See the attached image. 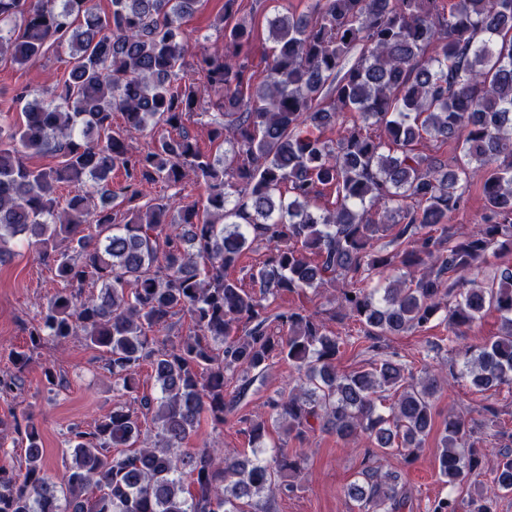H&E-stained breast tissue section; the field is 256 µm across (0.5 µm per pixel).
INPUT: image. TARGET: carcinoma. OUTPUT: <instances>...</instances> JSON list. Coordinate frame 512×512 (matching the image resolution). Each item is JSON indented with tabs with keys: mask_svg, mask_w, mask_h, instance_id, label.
I'll return each mask as SVG.
<instances>
[{
	"mask_svg": "<svg viewBox=\"0 0 512 512\" xmlns=\"http://www.w3.org/2000/svg\"><path fill=\"white\" fill-rule=\"evenodd\" d=\"M200 0H0V56L19 65L66 48L70 69L49 98L26 100L18 126L0 114V258L12 240L36 245L63 284L29 329L32 348L82 335L105 354L112 410L71 431L60 490L46 482L41 435L14 418L24 461L0 456V512H251L256 499L294 492L296 448L264 456L269 429L302 440L364 436L406 464L434 426L439 379L413 376L381 339L438 320L454 343L489 310L499 335L465 349L459 377L482 392L512 388V267L474 279L488 255L512 254V0H314L310 15L269 21L264 81L253 86L251 26L220 25L224 48L193 57L182 20ZM213 92L204 102L190 72ZM211 113L223 153L206 155L185 125ZM124 125L112 129V114ZM178 131L129 144L148 129ZM328 130L336 137L325 136ZM453 141L458 154H435ZM49 152L47 168L25 162ZM124 172L112 185L109 175ZM482 180L478 228L456 235L448 217ZM204 186L203 204L179 193L120 212L145 186ZM74 193L60 200L58 189ZM335 195L327 206L324 190ZM390 238L392 249L379 245ZM265 259L252 289L228 277L253 244ZM87 282L100 293L86 296ZM341 287L355 338L326 330L301 308L271 313L272 299ZM193 330L174 341L171 319ZM368 344L370 367L336 370L341 351ZM30 354L13 355L0 392L19 387ZM277 361L295 384L241 416L250 453L183 444L200 425L224 426ZM159 391H139L142 365ZM475 431L444 423L435 465L460 486L481 474ZM495 495L512 494V447L499 450ZM357 512H403L400 476L367 465L347 487ZM427 512H495L477 492L448 495Z\"/></svg>",
	"mask_w": 512,
	"mask_h": 512,
	"instance_id": "carcinoma-1",
	"label": "carcinoma"
}]
</instances>
